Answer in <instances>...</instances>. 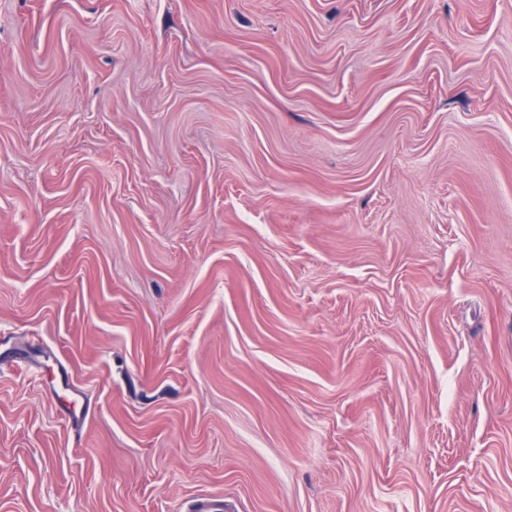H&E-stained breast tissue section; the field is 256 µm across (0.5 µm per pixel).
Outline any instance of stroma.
Wrapping results in <instances>:
<instances>
[{
	"label": "stroma",
	"instance_id": "35a3bbf8",
	"mask_svg": "<svg viewBox=\"0 0 512 512\" xmlns=\"http://www.w3.org/2000/svg\"><path fill=\"white\" fill-rule=\"evenodd\" d=\"M512 512V0H0V512Z\"/></svg>",
	"mask_w": 512,
	"mask_h": 512
}]
</instances>
